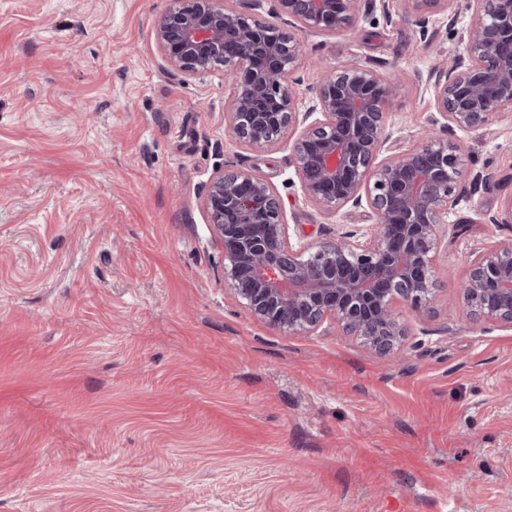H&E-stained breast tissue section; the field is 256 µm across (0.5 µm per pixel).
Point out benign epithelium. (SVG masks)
<instances>
[{"label": "benign epithelium", "instance_id": "benign-epithelium-1", "mask_svg": "<svg viewBox=\"0 0 512 512\" xmlns=\"http://www.w3.org/2000/svg\"><path fill=\"white\" fill-rule=\"evenodd\" d=\"M153 36L169 73L198 77L216 68L233 87L224 102L234 136L255 151L300 129L291 145L305 196L327 211L367 204L370 233L292 245L282 202L245 169L216 172L203 208L224 251V283L259 322L289 336L329 321L373 354H399L405 339L396 304L413 310L436 299L439 228L468 197L460 145L438 132H475L512 115V0H465L468 20L448 70L435 76L439 130L411 150L380 155L391 78L352 64L324 73L299 108L293 74L302 56L296 32L354 27L363 0H251L245 15L226 0H169ZM470 319L512 326V238L479 251L461 288Z\"/></svg>", "mask_w": 512, "mask_h": 512}]
</instances>
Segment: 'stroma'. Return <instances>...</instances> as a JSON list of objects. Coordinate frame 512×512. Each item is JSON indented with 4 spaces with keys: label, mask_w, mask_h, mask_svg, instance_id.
Returning <instances> with one entry per match:
<instances>
[{
    "label": "stroma",
    "mask_w": 512,
    "mask_h": 512,
    "mask_svg": "<svg viewBox=\"0 0 512 512\" xmlns=\"http://www.w3.org/2000/svg\"><path fill=\"white\" fill-rule=\"evenodd\" d=\"M168 0H0V512H512V328L449 315L473 254L512 236V120L455 132L488 182L440 229V302L399 306L388 360L324 324L286 336L224 282L201 205L224 167L280 197L292 243L364 231L367 207L304 196L289 141L232 135L223 69L165 71ZM447 11L368 0L303 36L319 71L394 76L388 154L437 116Z\"/></svg>",
    "instance_id": "35a3bbf8"
}]
</instances>
